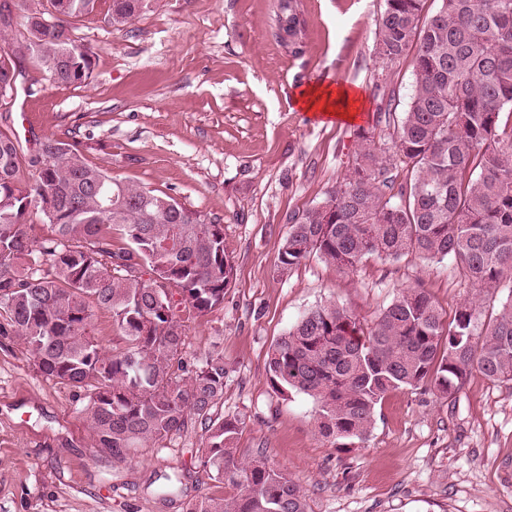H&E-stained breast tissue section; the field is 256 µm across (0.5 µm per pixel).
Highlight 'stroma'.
Listing matches in <instances>:
<instances>
[{
  "instance_id": "obj_1",
  "label": "stroma",
  "mask_w": 512,
  "mask_h": 512,
  "mask_svg": "<svg viewBox=\"0 0 512 512\" xmlns=\"http://www.w3.org/2000/svg\"><path fill=\"white\" fill-rule=\"evenodd\" d=\"M276 0H155L123 28L106 0L77 19L93 59L82 86H56L34 65L0 97L19 140L78 142L114 179L167 194L224 227L234 265L223 306L188 320V369L214 352L229 373L219 415L245 421L240 456L264 450L297 480L309 512H512V381L472 373L453 395L432 385L394 390L377 405L368 439L322 438L311 398H283L267 380L270 347L311 308L333 302L362 324L402 289L428 290L445 319L476 290L455 262L364 260L348 272L310 257L282 271L288 219L318 205L347 174L355 133L392 146L407 110L411 62L387 80L380 112L376 18L383 0H300L302 48L278 35ZM359 90L356 121H325L295 103L314 84ZM83 391L41 374L24 344L0 334V512H186L231 496L199 450L191 420L161 447L125 462L97 456Z\"/></svg>"
}]
</instances>
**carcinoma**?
<instances>
[{
	"mask_svg": "<svg viewBox=\"0 0 512 512\" xmlns=\"http://www.w3.org/2000/svg\"><path fill=\"white\" fill-rule=\"evenodd\" d=\"M67 2L55 32L35 27ZM154 0H111L109 20L122 27ZM384 0L377 19L382 70L410 50L413 84L394 151L357 132L354 163L319 205L291 218L279 260L291 269L312 255L354 271L376 256L456 262L480 299L444 319L423 288L402 290L375 324L335 303L303 315L273 344L267 376L274 392L303 393L315 403L318 433L338 448L370 434L376 405L393 390L432 383L452 395L472 371L512 380V0ZM97 0H17L26 33L9 37L0 19V51L31 62L56 85H81L92 57L77 51L71 22ZM279 32L295 38L297 0H279ZM67 151L41 157L0 130V333L28 348L38 370L88 392L94 449L114 462L134 448L160 446L192 417L204 421V465L235 490L202 497L187 512H308L302 485L258 456L244 463L235 443L243 420L212 417L228 369L214 355L188 370L182 322L224 304L234 265L224 226L166 194L112 180V208L93 191L102 168L76 142L47 137ZM409 178L393 191L397 163ZM392 194H387V191ZM54 203L46 214L41 203ZM50 236L36 241L30 212ZM118 231L128 247L113 249ZM111 314L125 348L108 353L94 337L95 311Z\"/></svg>",
	"mask_w": 512,
	"mask_h": 512,
	"instance_id": "carcinoma-1",
	"label": "carcinoma"
}]
</instances>
